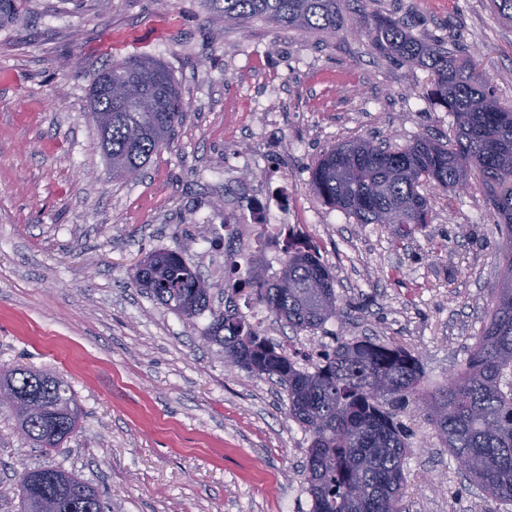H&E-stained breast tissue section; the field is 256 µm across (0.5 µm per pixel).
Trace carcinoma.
<instances>
[{"instance_id":"1","label":"carcinoma","mask_w":512,"mask_h":512,"mask_svg":"<svg viewBox=\"0 0 512 512\" xmlns=\"http://www.w3.org/2000/svg\"><path fill=\"white\" fill-rule=\"evenodd\" d=\"M23 0H0V28L14 22ZM226 23L265 18L303 33L334 35L353 27L341 0H206ZM372 46L434 76L430 96L453 117L448 146L428 136L391 151L356 139L334 145L316 160L311 189L358 224H427L424 187L453 192L479 175L501 234L498 282L487 319L474 336L465 366L439 387L429 384L418 357L392 343L340 340L322 362L301 366L238 308L212 314L203 339L221 347L225 363L266 376L288 393V417L309 433L304 481L310 512H398L407 477L408 431L398 419L411 409L457 460L482 495L512 503V108L469 64L466 47L425 42L399 19L359 24ZM91 120L112 178L136 177L170 143L181 115L176 84L159 60L130 56L94 75ZM280 268L268 275L264 248L224 260V296L247 293L296 331H314L341 315L334 278L317 248L293 236L281 249ZM160 304L192 320L212 309L213 284L179 252L157 250L130 278ZM7 408L26 439L57 451L79 427L80 409L67 382L21 367L0 366V408ZM44 501L56 512H102L96 488L58 466L40 465L37 477L18 476V512Z\"/></svg>"}]
</instances>
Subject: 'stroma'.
<instances>
[{"label":"stroma","instance_id":"1","mask_svg":"<svg viewBox=\"0 0 512 512\" xmlns=\"http://www.w3.org/2000/svg\"><path fill=\"white\" fill-rule=\"evenodd\" d=\"M355 20L391 17L456 39L512 107V24L490 0H343ZM130 55L161 60L182 99L168 148L116 180L89 119L91 78ZM428 70L353 30L301 33L224 23L207 0H24L0 28V365L63 378L84 412L42 455L0 409V512L17 475L50 462L97 487L110 512H310V436L280 385L229 366L187 322L130 284L143 257L183 251L224 280V227L261 193L282 194L317 247L344 311L313 332L273 319L266 336L301 365L337 339L392 341L431 383L463 367L497 285L501 235L479 179L430 192L429 223L403 239L359 224L310 187L324 150L367 138L447 141ZM402 512H503L485 501L419 416Z\"/></svg>","mask_w":512,"mask_h":512}]
</instances>
